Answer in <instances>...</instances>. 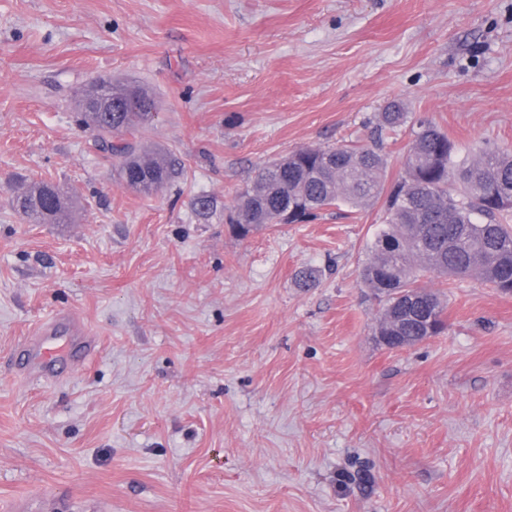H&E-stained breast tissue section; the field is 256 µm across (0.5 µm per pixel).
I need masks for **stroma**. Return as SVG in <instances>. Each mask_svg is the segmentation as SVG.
I'll use <instances>...</instances> for the list:
<instances>
[{"mask_svg":"<svg viewBox=\"0 0 512 512\" xmlns=\"http://www.w3.org/2000/svg\"><path fill=\"white\" fill-rule=\"evenodd\" d=\"M98 78L156 98L138 140L179 180L140 194L92 148ZM394 101L456 162L512 152V0H0V512H512V295L424 274L448 329L389 350L380 206L228 220L257 166L369 141ZM41 180L70 223L15 213ZM61 313L98 356L18 378Z\"/></svg>","mask_w":512,"mask_h":512,"instance_id":"obj_1","label":"stroma"}]
</instances>
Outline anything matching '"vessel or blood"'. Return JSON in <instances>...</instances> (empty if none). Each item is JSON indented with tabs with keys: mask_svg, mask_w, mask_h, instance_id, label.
Returning a JSON list of instances; mask_svg holds the SVG:
<instances>
[{
	"mask_svg": "<svg viewBox=\"0 0 512 512\" xmlns=\"http://www.w3.org/2000/svg\"><path fill=\"white\" fill-rule=\"evenodd\" d=\"M71 350L77 362L93 358L99 349L97 340L85 334L79 321L68 315H56L42 322L14 353V367L21 375L32 377L37 363H46L61 350Z\"/></svg>",
	"mask_w": 512,
	"mask_h": 512,
	"instance_id": "obj_1",
	"label": "vessel or blood"
}]
</instances>
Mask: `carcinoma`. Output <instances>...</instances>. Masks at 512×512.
I'll return each mask as SVG.
<instances>
[{"instance_id":"obj_1","label":"carcinoma","mask_w":512,"mask_h":512,"mask_svg":"<svg viewBox=\"0 0 512 512\" xmlns=\"http://www.w3.org/2000/svg\"><path fill=\"white\" fill-rule=\"evenodd\" d=\"M120 93L107 112H77V121L95 132L94 148L121 159L129 187L149 194L172 182L179 162L167 153L148 152L127 140L153 121L155 100L143 89ZM410 113L392 105L379 114L377 131L409 128L411 141L403 173L384 188L387 167L378 144L304 148L258 167L238 195L230 223L246 236L270 224L305 223L329 208L361 209L383 201L386 224L376 234L361 281L382 303L378 336H399L412 347L447 329L445 301L417 285L422 273L465 279L473 275L503 293L512 292V155L486 152L468 162L454 161V144L430 122L409 125ZM67 191L40 181L33 192L18 193L16 213L30 223L63 224L69 218ZM408 293L422 306L406 304Z\"/></svg>"}]
</instances>
